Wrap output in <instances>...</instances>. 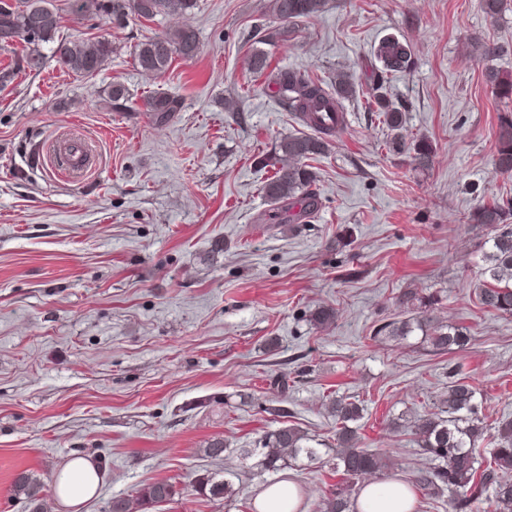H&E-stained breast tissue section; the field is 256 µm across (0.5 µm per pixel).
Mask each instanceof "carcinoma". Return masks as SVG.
Wrapping results in <instances>:
<instances>
[{"instance_id": "obj_1", "label": "carcinoma", "mask_w": 512, "mask_h": 512, "mask_svg": "<svg viewBox=\"0 0 512 512\" xmlns=\"http://www.w3.org/2000/svg\"><path fill=\"white\" fill-rule=\"evenodd\" d=\"M196 0H96L95 9L105 19L121 27L131 18L155 21L171 16L184 15L194 8ZM326 0H272L271 11L282 28L268 33L269 41L288 34L299 22L319 15ZM59 8L52 0H0V27L10 23L24 28L32 23L28 34L17 33L16 39L28 44L55 42L52 54L68 71L80 75H94L102 70L112 56V42L102 37L96 40L54 41L61 24ZM199 39L194 29L183 26L149 37L138 43L134 54L138 66L146 73L161 76L173 60L191 59L198 53ZM411 44L404 38L386 36L374 48L375 64L366 83L371 98V111L384 115L386 123L394 130L403 123L402 112L393 107L380 93L389 77L411 70L414 60ZM45 66V56L38 49H31L21 57V67L39 72ZM486 80L498 99L512 101V75L490 70ZM267 91L286 109L293 113L311 133L288 136L280 140L281 166L262 187V193L272 206L271 219L277 224L298 223L312 217L319 209L320 195L315 188L317 175L306 164L315 155L324 153L332 137L341 129L337 120L340 99L354 91V80L347 72L336 73L334 83L315 78L307 71L288 68L273 74ZM112 109L129 112V94L121 84L109 90ZM180 98L156 93L143 100L140 111L155 123L167 124L181 111ZM414 160L420 167H429L434 150L431 143L420 140L413 146ZM495 166L497 173L512 176V116L500 119ZM469 224L485 225L494 232L490 246L483 252L481 275L485 288L478 298L480 305L500 315L512 316V197H496L478 204L467 217ZM425 331L434 351L452 353L469 342L467 332L461 328L442 325L430 319L412 318L385 324L381 331L387 339H399L414 329ZM363 408L344 397L331 403V413L336 418V446L329 455L333 468L354 479L374 473L383 466L382 453L360 446L357 431L349 427L362 417ZM423 453L434 461V466L419 469L409 482L427 499L448 498L459 512H466L483 497H494L497 504L512 507V483L501 479V472L512 470V419L498 422L494 432L484 425L479 416L475 388L459 373H448V392L439 400L438 411L419 417L412 425ZM493 444L491 462L482 467L477 449L485 440ZM314 439L308 432L295 425H284L256 441L252 448H228L222 439H215L207 448L211 457L218 458L229 451L244 461L267 472H281L290 465L320 464L326 452L312 445ZM199 489L214 498L229 499L237 489L231 479L215 472L199 482ZM14 491L32 506V512H41L39 486L31 476L20 474L14 482ZM176 490L167 482H155L139 490L144 505L170 501ZM325 512H358L356 503L347 489H339L325 501Z\"/></svg>"}]
</instances>
